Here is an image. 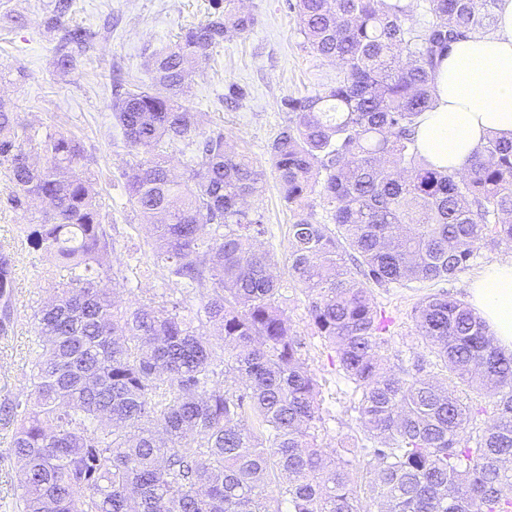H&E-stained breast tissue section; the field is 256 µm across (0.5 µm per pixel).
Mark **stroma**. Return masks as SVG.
<instances>
[{
	"instance_id": "35a3bbf8",
	"label": "stroma",
	"mask_w": 512,
	"mask_h": 512,
	"mask_svg": "<svg viewBox=\"0 0 512 512\" xmlns=\"http://www.w3.org/2000/svg\"><path fill=\"white\" fill-rule=\"evenodd\" d=\"M55 2L0 0V98L10 102L21 121L52 126L81 140L86 166L112 215L114 255L134 267L132 286L114 279L103 285L115 291L119 306L134 308L159 298L168 284L154 264L153 242L124 188L121 172L129 156L112 119V76L119 73L127 84L148 85L151 53L171 46L182 28L211 19L215 0H70L63 27L82 28L89 44L77 67L66 74L56 68L60 29L48 23ZM242 7L255 15L254 29L213 49L189 79L188 103L206 113L209 128L222 130L236 152L267 172L258 199L267 227L260 243L276 262L285 312L306 341L308 364L331 414L321 436L332 444L337 434H359L356 396L337 376L332 364L336 354L315 336L307 300L288 276L289 228L295 216L284 205L270 171L268 145L288 122L285 100L334 81L336 71L305 44L287 0H242ZM10 192L6 168L0 164V252L13 256L18 274L14 329L0 335V400L32 388L33 312L54 288L40 276L47 258L28 248L21 236L30 216L7 205ZM510 260L512 243H504L452 280L374 289L377 305L394 320L392 340L382 351L385 360L406 366L422 351L411 312L423 295L442 289L470 299L475 279L491 264Z\"/></svg>"
}]
</instances>
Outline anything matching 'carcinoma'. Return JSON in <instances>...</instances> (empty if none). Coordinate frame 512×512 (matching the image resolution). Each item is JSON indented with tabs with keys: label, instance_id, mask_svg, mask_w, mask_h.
Returning a JSON list of instances; mask_svg holds the SVG:
<instances>
[{
	"label": "carcinoma",
	"instance_id": "obj_1",
	"mask_svg": "<svg viewBox=\"0 0 512 512\" xmlns=\"http://www.w3.org/2000/svg\"><path fill=\"white\" fill-rule=\"evenodd\" d=\"M241 0L152 54L150 85L112 83V117L132 159L122 176L156 244V265L185 298L119 310L111 225L74 135L22 123L0 100L7 203L32 214L29 248L68 272L35 313L33 388L0 403L14 427L17 512H512V352L471 305L447 292L414 310L425 353L386 366L393 319L371 286L450 280L512 243V138L485 137L458 170L415 144L451 45L496 25V0H291L299 34L336 80L289 98L268 153L291 225L288 276L315 334L359 395L364 437L319 442L325 413L306 342L281 307L263 215L247 204L264 171L221 131L202 132L186 78L256 19ZM87 43L64 31L69 71ZM201 138L174 175L168 149ZM334 227L314 219L312 196ZM15 262L0 253V333L12 324ZM445 369L432 371V359ZM280 497L265 493L270 476Z\"/></svg>",
	"mask_w": 512,
	"mask_h": 512
}]
</instances>
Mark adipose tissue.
Masks as SVG:
<instances>
[{
    "label": "adipose tissue",
    "instance_id": "1",
    "mask_svg": "<svg viewBox=\"0 0 512 512\" xmlns=\"http://www.w3.org/2000/svg\"><path fill=\"white\" fill-rule=\"evenodd\" d=\"M496 19L493 33L457 41L438 66L435 106L415 133L436 166L459 168L488 134L512 137V0H498ZM471 303L498 344L512 349V262L476 279Z\"/></svg>",
    "mask_w": 512,
    "mask_h": 512
}]
</instances>
